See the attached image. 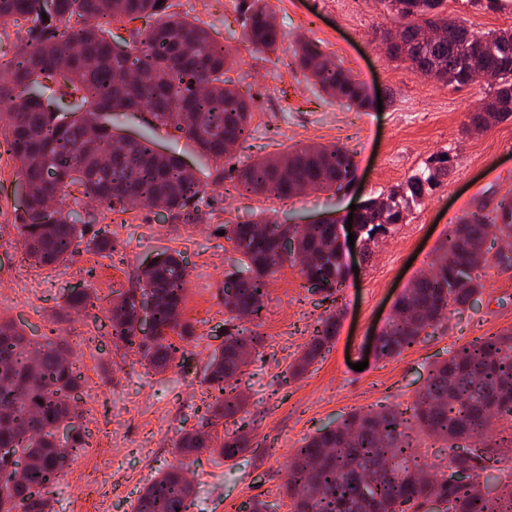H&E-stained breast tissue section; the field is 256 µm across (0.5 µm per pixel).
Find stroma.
I'll use <instances>...</instances> for the list:
<instances>
[{
    "label": "stroma",
    "mask_w": 512,
    "mask_h": 512,
    "mask_svg": "<svg viewBox=\"0 0 512 512\" xmlns=\"http://www.w3.org/2000/svg\"><path fill=\"white\" fill-rule=\"evenodd\" d=\"M171 3L174 12L208 28L236 55L230 76L244 78L243 92L254 105L252 137L236 151L239 164L305 145H336L353 156V184L338 192L307 189L287 199L238 194L232 175L218 173L216 162L191 141L154 127L148 113L138 112L116 119L118 134L150 138L162 152L181 158L206 183V194L188 216L144 206L115 213L90 199L66 198L63 207L77 210L84 222L79 251L68 261L40 266L25 259L18 230L23 177L17 162L0 153V319L14 320L36 340L56 332L67 344L78 368L74 404L88 443L73 462L77 487L103 512H132L142 489L175 463L180 436L199 428L213 402L203 375L224 346L230 319L224 280L240 258L223 236L224 226L260 218L308 224L345 217L351 205L449 155L448 176L380 240L371 259L358 247L347 248L346 263L358 272L347 275L333 304L303 288L297 269L282 267L269 281L259 328L264 343L237 381L252 446L232 460L208 450L192 457L190 512H242L255 497L275 512H291L283 485L289 459L305 437L355 410L409 406L431 366L447 359L449 350L512 327V267L482 268L477 275L483 293L453 308L428 337L390 360L371 351L399 296L429 271L454 224L512 196V118L463 134L483 83L448 86L390 59L374 30L396 28L398 21L380 0H269L281 38L276 51L265 54L241 40L244 0ZM445 8L476 31L512 26V0H501L494 10L446 0ZM301 40L360 83L366 108L340 106L304 77L293 61ZM103 227L112 236L106 251L95 245ZM166 251L179 253L186 269L181 320L193 335L182 359L159 373L114 343L109 317L113 300L138 287L141 269ZM76 289L92 297L88 314L66 308L67 295ZM329 307L339 315L333 344L302 377L291 378L315 322ZM358 362L364 370H355Z\"/></svg>",
    "instance_id": "obj_1"
}]
</instances>
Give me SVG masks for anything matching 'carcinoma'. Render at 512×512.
Instances as JSON below:
<instances>
[{"instance_id":"1","label":"carcinoma","mask_w":512,"mask_h":512,"mask_svg":"<svg viewBox=\"0 0 512 512\" xmlns=\"http://www.w3.org/2000/svg\"><path fill=\"white\" fill-rule=\"evenodd\" d=\"M402 20L408 33L403 46L389 51L412 70L421 69L448 85L471 82L476 71H492L497 81L469 112L467 131L483 129L482 117H512V27L474 31L448 18L445 0H381ZM0 0V25L30 23L25 49L0 61V103L11 105L0 136L19 163L29 190L20 234L25 256L51 265L78 251L81 219L73 210L45 212L48 199L59 200L71 188L83 196L124 212L132 204H162L170 211L191 214L206 194V185L180 158L157 151L152 139L131 138L113 148V117L147 112L154 125L169 128L193 142L204 155L235 168L236 149L251 137L252 104L226 76L232 49L201 25L170 11V0ZM154 18L136 32L135 45L112 42L114 22ZM442 30L429 43L416 37L424 27ZM243 38L255 51L273 53L279 31L266 0H251L244 12ZM298 66L330 97L358 109L365 107L361 87L339 65L319 58L309 44L294 49ZM57 84L60 93L50 91ZM447 160L415 173L386 193L385 211L377 201L364 202V222L355 232L370 242L406 223L412 204L420 201L440 178L448 175ZM351 154L336 146H306L259 159L238 171L237 185L247 193L290 197L309 185L348 187L354 180ZM81 178L72 177L75 171ZM262 219L224 225L244 262L224 282L230 320L242 316L260 326L268 279L283 262L299 268L303 287L328 299L342 288L346 269L340 260L337 220L325 218L303 226L299 255L277 253L278 240L259 230ZM512 248V198L502 199L490 213L473 212L448 234V243L433 262L432 274L414 281L396 304V316L377 345V357L400 356L433 327L451 306H463L483 288L476 269L491 263L511 266L512 255L490 253L489 240ZM186 278L177 254L161 253L142 271V286L121 294L110 310L112 337L135 346L154 369L177 359L180 343L192 335L180 321ZM149 295L154 334H140L137 296ZM92 305L85 291H74L66 308L77 314ZM337 317L318 319L308 349L298 361L296 377L331 345ZM262 337L243 327L227 331L224 348L206 367L203 382L218 392L211 418L221 420L244 410L234 384L248 353ZM61 350L50 336L27 338L13 322H0V406L12 407L11 424L0 426V444L8 443L33 457L18 474L0 463V512H50L51 490L83 449L81 434L65 446L54 441L53 425L72 412L77 388L73 365L63 364ZM512 417V329L477 337L449 352L430 371L411 406L382 405L350 413L339 425L306 439L294 449L285 482L292 512H421L429 500L444 503L443 512H512V434L487 433L494 418ZM418 428L445 443L448 462L434 479L423 476ZM474 445L469 467L473 482L460 484L449 471L460 462L456 451ZM245 426L224 433L217 451L233 460L250 447ZM212 447V436L186 432L177 443L182 461L158 475L137 498L133 512H189L194 489L184 460ZM498 471V493L485 498L477 490L481 475Z\"/></svg>"}]
</instances>
